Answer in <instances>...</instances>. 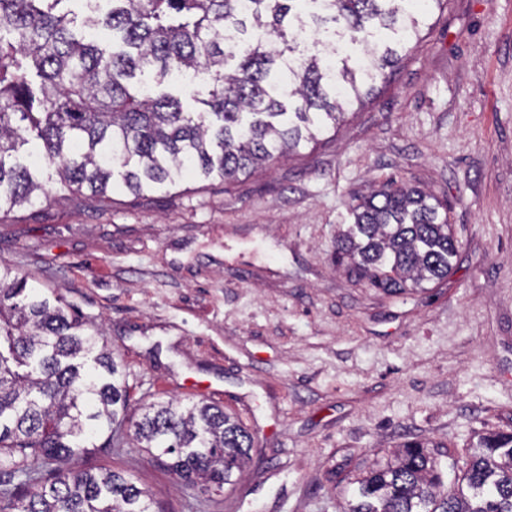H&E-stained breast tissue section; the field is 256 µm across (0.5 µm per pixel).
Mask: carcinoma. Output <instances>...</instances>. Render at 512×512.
Instances as JSON below:
<instances>
[{"label":"carcinoma","mask_w":512,"mask_h":512,"mask_svg":"<svg viewBox=\"0 0 512 512\" xmlns=\"http://www.w3.org/2000/svg\"><path fill=\"white\" fill-rule=\"evenodd\" d=\"M66 0H0V212L60 191L140 193L187 174L226 181L316 143L376 91L448 0H106L82 23ZM90 31L112 35L102 46ZM355 45L366 46L358 56ZM200 82L198 112L161 85ZM336 255L399 297L448 278L458 242L448 203L391 181L349 205ZM130 437L187 485L238 484L253 440L204 401L129 412L103 330L0 264V512H152L125 471L61 464ZM429 444L366 467L342 512H512V432L478 437L465 487Z\"/></svg>","instance_id":"1"}]
</instances>
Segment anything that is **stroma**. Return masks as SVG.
<instances>
[{"mask_svg":"<svg viewBox=\"0 0 512 512\" xmlns=\"http://www.w3.org/2000/svg\"><path fill=\"white\" fill-rule=\"evenodd\" d=\"M390 177L447 200L459 244L400 297L334 254L352 193ZM0 263L103 328L131 407L205 400L252 435L220 495L130 444L71 461L133 472L153 512H341L407 440L465 470L477 434L512 431V0H448L370 102L251 175L1 213Z\"/></svg>","mask_w":512,"mask_h":512,"instance_id":"stroma-1","label":"stroma"}]
</instances>
